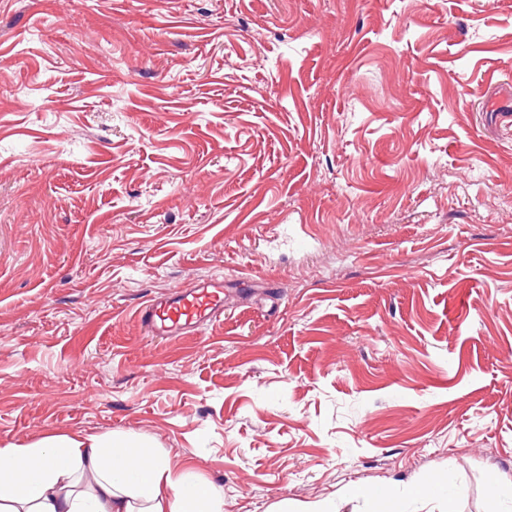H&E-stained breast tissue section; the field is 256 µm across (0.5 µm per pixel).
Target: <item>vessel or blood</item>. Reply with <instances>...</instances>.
Returning a JSON list of instances; mask_svg holds the SVG:
<instances>
[{"mask_svg": "<svg viewBox=\"0 0 512 512\" xmlns=\"http://www.w3.org/2000/svg\"><path fill=\"white\" fill-rule=\"evenodd\" d=\"M223 307V285L216 280L175 289L166 301L146 305L141 318L154 335L179 336L216 320Z\"/></svg>", "mask_w": 512, "mask_h": 512, "instance_id": "1", "label": "vessel or blood"}]
</instances>
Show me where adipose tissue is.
<instances>
[{
    "instance_id": "adipose-tissue-1",
    "label": "adipose tissue",
    "mask_w": 512,
    "mask_h": 512,
    "mask_svg": "<svg viewBox=\"0 0 512 512\" xmlns=\"http://www.w3.org/2000/svg\"><path fill=\"white\" fill-rule=\"evenodd\" d=\"M222 487L183 490L141 436L43 434L0 448V512H221Z\"/></svg>"
}]
</instances>
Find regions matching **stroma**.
<instances>
[{
    "instance_id": "stroma-1",
    "label": "stroma",
    "mask_w": 512,
    "mask_h": 512,
    "mask_svg": "<svg viewBox=\"0 0 512 512\" xmlns=\"http://www.w3.org/2000/svg\"><path fill=\"white\" fill-rule=\"evenodd\" d=\"M512 0H0V446L512 512ZM220 277L224 313L138 309Z\"/></svg>"
}]
</instances>
